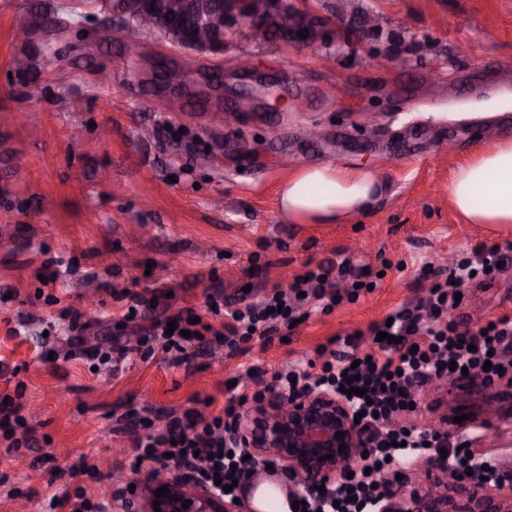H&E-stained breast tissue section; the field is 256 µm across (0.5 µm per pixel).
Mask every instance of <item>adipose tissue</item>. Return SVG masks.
<instances>
[{
  "label": "adipose tissue",
  "mask_w": 512,
  "mask_h": 512,
  "mask_svg": "<svg viewBox=\"0 0 512 512\" xmlns=\"http://www.w3.org/2000/svg\"><path fill=\"white\" fill-rule=\"evenodd\" d=\"M381 191L370 172L330 163L307 166L281 183L278 207L292 224H344L368 212ZM448 194L464 223L491 232L512 229V140H498L459 168Z\"/></svg>",
  "instance_id": "adipose-tissue-1"
}]
</instances>
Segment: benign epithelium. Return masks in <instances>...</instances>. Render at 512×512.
Segmentation results:
<instances>
[{"instance_id":"benign-epithelium-1","label":"benign epithelium","mask_w":512,"mask_h":512,"mask_svg":"<svg viewBox=\"0 0 512 512\" xmlns=\"http://www.w3.org/2000/svg\"><path fill=\"white\" fill-rule=\"evenodd\" d=\"M168 24L159 23L157 15L141 8L138 0H127L126 14L140 21L164 46L184 55L183 68L166 79L164 96L156 105L164 110L185 89V78L191 71L201 69V62L224 56L230 46L229 35L244 30L248 34H265L271 42L301 49L311 47L336 48L334 31L356 22L366 29L380 31V15L371 12L356 19L344 11L336 16L324 17L307 6L308 0H255L251 14L244 17L238 10V0H160ZM308 29L309 36L301 39L298 31ZM114 41L124 43L127 54L136 59L146 74H151L152 60L144 56L138 42L125 30L114 26L110 31ZM274 83L258 80L241 83L230 88L233 100L228 110L230 120L242 112L237 105L240 98L253 96L260 90L271 95ZM497 383L484 379L467 380L460 385L469 398L466 413L475 421L484 409L512 414L507 404L512 397V380L505 388L496 389ZM225 440L237 448L248 451L257 467L270 464L288 476L296 487L331 484L360 461L365 433L363 424L355 423L351 403L332 388L316 387L303 391H288L273 386L257 400L245 416L231 424L224 434ZM345 450H340V445ZM402 479L382 477L384 491L374 504V512H459L450 491L467 494L465 512H512V487L501 483H477L463 476L456 483L448 482V460L438 455L421 462L414 468L400 472ZM165 486L170 493L161 497L155 491ZM137 499L139 512H155L153 503L160 501L161 512H242L240 504L216 494L200 482L196 475L184 470L168 480L153 471L142 475L135 489L118 488L112 493L113 502L129 509V496ZM190 500L189 508L182 503Z\"/></svg>"}]
</instances>
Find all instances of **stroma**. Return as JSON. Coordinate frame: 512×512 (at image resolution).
Here are the masks:
<instances>
[{
	"label": "stroma",
	"mask_w": 512,
	"mask_h": 512,
	"mask_svg": "<svg viewBox=\"0 0 512 512\" xmlns=\"http://www.w3.org/2000/svg\"><path fill=\"white\" fill-rule=\"evenodd\" d=\"M45 0H0V393L22 388L30 445L0 444V512H47L52 493L44 454L68 469L78 455L103 478L76 484L111 500L115 479L137 477L135 444L143 430L131 414L151 410L156 428L197 405L218 413L245 379L249 391L275 383L291 367L323 362L321 350L345 353L346 333L368 331L425 298L423 265L447 271L481 245L512 244L463 223L448 186L456 168L495 140L512 138V0H360L387 20L382 32L338 30L340 57L312 49L257 46L237 36L222 66L250 53L258 73L277 74L297 109L263 110L241 101V122L225 125L215 99L153 109L149 89L129 78L119 47L104 35L70 32L51 62L41 35L14 37ZM29 54L28 80L11 59ZM112 71L99 84L97 70ZM85 109L72 112L70 99ZM332 163L384 180L371 213L347 224H291L278 210V187L291 170ZM382 271L356 302L310 316L272 342L243 352L209 353L187 344L189 360L168 365L163 352L132 356L122 372H90L64 359L61 307L74 305L91 325L87 347L135 346L162 315L192 311L221 327L205 297L257 301L272 284L288 287L308 267L336 262ZM56 283L42 285L48 259ZM158 287L157 306L128 317L113 289ZM451 312L465 326L512 314V269L465 283ZM54 294L57 304L45 302ZM30 317L19 336L18 315ZM453 443L496 458L512 475V421L489 428L464 423Z\"/></svg>",
	"instance_id": "1"
}]
</instances>
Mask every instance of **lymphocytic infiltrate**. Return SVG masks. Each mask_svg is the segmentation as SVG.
I'll list each match as a JSON object with an SVG mask.
<instances>
[{
  "label": "lymphocytic infiltrate",
  "mask_w": 512,
  "mask_h": 512,
  "mask_svg": "<svg viewBox=\"0 0 512 512\" xmlns=\"http://www.w3.org/2000/svg\"><path fill=\"white\" fill-rule=\"evenodd\" d=\"M500 262L512 268L511 244L480 248L473 259L454 263L447 278L441 280L433 277L430 267H423V276L431 280L425 301L393 313L392 325L380 322L371 327V334L384 330L388 338L378 342L369 360L357 361L354 351L361 344L362 334L354 331L343 339L349 354L331 355L323 361L319 372L292 369L278 374V381L286 388H340L349 382L346 372L351 369L357 375V389L366 391L365 396L357 394L350 398L368 429L364 467L354 472L352 478H340L324 490L305 495L307 512H370L369 502L381 488L382 471L402 464L408 453L447 448V435L398 426L394 420L409 412L416 401L415 387L422 381L458 378L465 373L489 379L498 376L499 366L512 350V316L505 314L464 328L450 313L457 307L455 296L460 284L472 274H485L487 268ZM364 276V270L345 257L336 265L320 264L295 275L288 290L272 285L261 300L242 307L225 305L223 295L215 292L208 295L207 304L223 315L221 329L202 322L191 323L189 316L181 314L169 321L158 319L140 337L134 352L145 361L160 350L169 354L171 364L179 366L187 362L186 342L193 339L211 352L225 349L234 354L252 339L272 341L281 327L299 319L306 306L319 304L328 310L346 300L356 301ZM59 315L68 320L71 332L65 359L79 357L90 366L115 373L133 352L123 346L84 348L83 334L88 325L82 322L80 312L69 305ZM453 362L458 365L454 371L449 368ZM244 407L240 395L235 394L221 414L207 416L190 408L171 417L164 429L146 425L144 436L136 442L137 456L164 468L173 464L190 467L199 480L210 486L218 480L229 485L233 480L243 479L247 472L244 452L225 442L224 425L240 418ZM31 433L32 426L21 403H0V441L17 451L27 447Z\"/></svg>",
  "instance_id": "1"
}]
</instances>
